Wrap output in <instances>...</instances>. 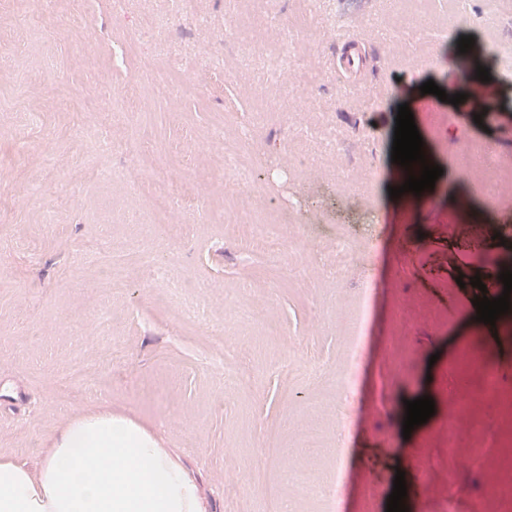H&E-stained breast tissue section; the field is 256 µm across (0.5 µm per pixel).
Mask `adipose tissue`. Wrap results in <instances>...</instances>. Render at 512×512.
I'll return each mask as SVG.
<instances>
[{"label": "adipose tissue", "instance_id": "obj_1", "mask_svg": "<svg viewBox=\"0 0 512 512\" xmlns=\"http://www.w3.org/2000/svg\"><path fill=\"white\" fill-rule=\"evenodd\" d=\"M0 512H206L158 440L104 406L72 417L37 469L0 456Z\"/></svg>", "mask_w": 512, "mask_h": 512}]
</instances>
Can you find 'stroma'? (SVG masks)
<instances>
[{
	"mask_svg": "<svg viewBox=\"0 0 512 512\" xmlns=\"http://www.w3.org/2000/svg\"><path fill=\"white\" fill-rule=\"evenodd\" d=\"M304 2L0 0V239L14 244L0 254V455L37 467L69 418L107 399L155 434L207 512H265L274 488L282 512H386L399 471L407 512H500L490 484L495 463L512 457V410L500 403L512 397V317L478 322L473 300L502 294L512 238L476 242L469 227L512 225V195L489 200L454 155L473 140L512 153V83L500 76L512 60V0H457L472 20L461 30L474 39L465 53L457 40L394 27L397 0H319L299 40L288 25ZM489 17L496 59L483 55ZM242 18L265 33L267 55L250 54ZM356 20L368 24L360 42L373 70L359 88L336 66L340 42L324 37ZM291 45L312 54L316 73L300 92L314 108L302 125L270 70ZM144 59L155 61V80L143 77ZM475 59L490 73L478 90L493 111L443 102L425 121L421 85L465 92ZM134 84L154 96L153 111L131 108L124 91ZM403 104L443 174L434 189L393 198L404 173L391 161ZM227 123L248 134L249 188L278 237L265 250L233 222L221 160L194 150ZM145 136L158 163L176 152L188 161L178 195L199 208L173 232L132 219L147 202L125 177ZM328 141L329 169L317 153ZM44 145L55 161L39 170L30 153ZM358 170L375 177L354 179ZM340 237L354 245L340 275H302L303 264L327 265ZM141 240L171 281L194 282L189 294L160 299L161 283L140 269ZM305 242L312 253H302ZM274 269L279 282L250 295ZM476 275L481 287L457 283ZM362 297L348 390L345 324ZM185 302L203 327L174 317ZM213 326L250 368V392L228 389L206 334ZM78 364L91 369L84 391L59 401L57 377ZM425 395L434 415L403 437L407 402ZM452 399L471 409L469 425L449 426ZM257 469L266 485L252 482ZM296 469L322 494L299 486Z\"/></svg>",
	"mask_w": 512,
	"mask_h": 512,
	"instance_id": "1",
	"label": "stroma"
}]
</instances>
